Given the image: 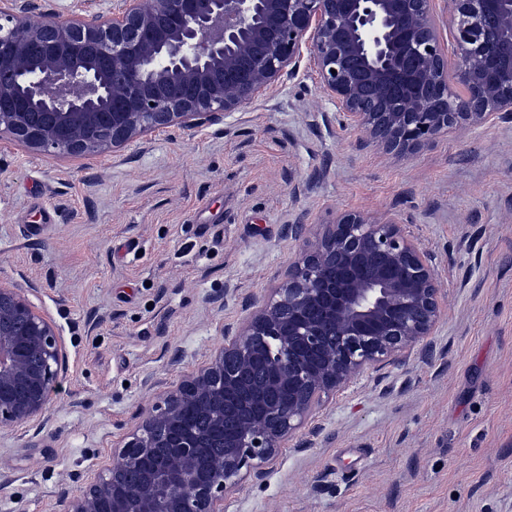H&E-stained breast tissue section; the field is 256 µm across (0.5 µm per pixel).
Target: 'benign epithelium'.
Segmentation results:
<instances>
[{"label":"benign epithelium","instance_id":"1","mask_svg":"<svg viewBox=\"0 0 512 512\" xmlns=\"http://www.w3.org/2000/svg\"><path fill=\"white\" fill-rule=\"evenodd\" d=\"M449 2L451 74L436 0H119L107 20L65 21L0 0V133L40 153H114L245 108L293 77L305 49L334 118L388 153L511 123L512 0ZM244 307L224 346L141 413L59 512H224L323 395L416 346L432 353L440 288L405 225L347 213ZM61 366L52 323L0 283V429L46 412Z\"/></svg>","mask_w":512,"mask_h":512}]
</instances>
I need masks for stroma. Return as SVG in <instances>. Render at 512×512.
<instances>
[{
	"mask_svg": "<svg viewBox=\"0 0 512 512\" xmlns=\"http://www.w3.org/2000/svg\"><path fill=\"white\" fill-rule=\"evenodd\" d=\"M309 60L195 131L109 155L0 135V281L54 324L59 386L0 432V512H57L159 387L203 365L340 212L401 215L442 288L436 353L323 396L224 512H512V123L405 158L360 148ZM302 221L303 239L284 227Z\"/></svg>",
	"mask_w": 512,
	"mask_h": 512,
	"instance_id": "obj_1",
	"label": "stroma"
}]
</instances>
